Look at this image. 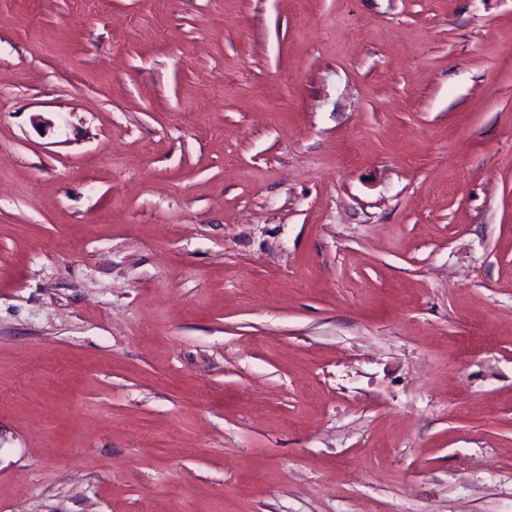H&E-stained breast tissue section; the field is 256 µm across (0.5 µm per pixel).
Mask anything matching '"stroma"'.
Returning a JSON list of instances; mask_svg holds the SVG:
<instances>
[{"label": "stroma", "mask_w": 512, "mask_h": 512, "mask_svg": "<svg viewBox=\"0 0 512 512\" xmlns=\"http://www.w3.org/2000/svg\"><path fill=\"white\" fill-rule=\"evenodd\" d=\"M0 512H512V0H0Z\"/></svg>", "instance_id": "stroma-1"}]
</instances>
